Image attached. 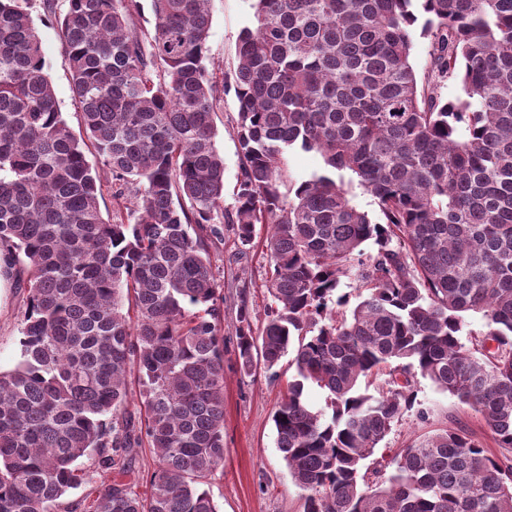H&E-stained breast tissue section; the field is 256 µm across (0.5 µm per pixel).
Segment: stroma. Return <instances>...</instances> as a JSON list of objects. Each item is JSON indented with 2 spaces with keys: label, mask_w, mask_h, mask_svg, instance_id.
Masks as SVG:
<instances>
[{
  "label": "stroma",
  "mask_w": 512,
  "mask_h": 512,
  "mask_svg": "<svg viewBox=\"0 0 512 512\" xmlns=\"http://www.w3.org/2000/svg\"><path fill=\"white\" fill-rule=\"evenodd\" d=\"M254 0H210L212 25L210 64L217 72L230 73L236 66V46L243 28L253 22ZM33 16L42 40L50 79L61 109L73 131L81 129L80 109L71 91L56 22L34 7ZM237 105L226 93L215 122L216 147L224 158V207L232 209L238 173V142L234 131ZM265 225H257L251 244L242 245L232 231L213 254L224 305V470L217 473L210 491L219 512H303V493L288 474L276 447L272 416L286 392L292 371L281 363L279 380L265 374L244 375L236 350V312L240 291H248L255 323H262L268 304L263 284L268 257L263 247ZM25 296L13 278H0V369H12L20 359L19 338ZM418 401L428 408L426 420L406 413L385 438L383 445L407 447L419 435L435 429L461 426L487 448L496 443L481 418L455 397L438 391L429 380L414 384Z\"/></svg>",
  "instance_id": "obj_1"
}]
</instances>
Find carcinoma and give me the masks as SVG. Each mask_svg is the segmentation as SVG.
<instances>
[{"mask_svg": "<svg viewBox=\"0 0 512 512\" xmlns=\"http://www.w3.org/2000/svg\"><path fill=\"white\" fill-rule=\"evenodd\" d=\"M67 2L58 27L80 135L32 0H0V255L26 293L21 359L0 371V512H218V214L244 245L268 228L269 304L255 329L241 290L236 346L244 374L260 365L271 379L294 351L273 422L304 512H512V0H255L230 84L206 65L209 0H150L144 37L140 0ZM420 14L426 90L411 60ZM449 81L453 100L439 92ZM228 87L231 211L214 126ZM297 145L324 169L290 198L282 171ZM346 171L380 221L352 203ZM346 279L360 293L344 315ZM468 313L486 327L469 346ZM417 376L478 414L504 453L447 427L374 459L404 413L426 419ZM311 384L326 408L305 402ZM142 448L158 464L140 493L124 477ZM84 457L116 477L64 508L89 482ZM33 16L42 40L44 56L49 67L50 79L60 103L62 112L75 134L81 130L80 109L71 91L70 73L65 62L62 42L58 36V26L45 19L40 0H34Z\"/></svg>", "mask_w": 512, "mask_h": 512, "instance_id": "1", "label": "carcinoma"}]
</instances>
